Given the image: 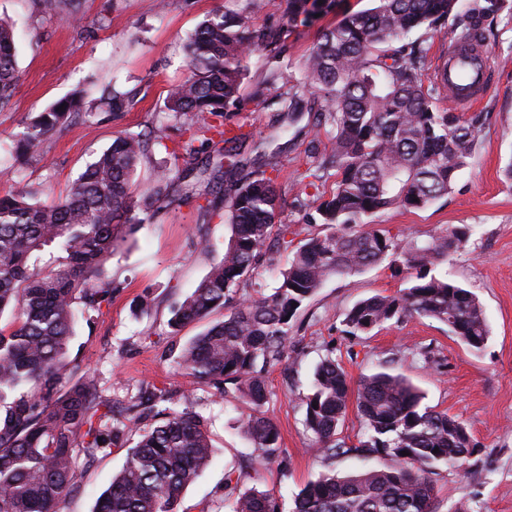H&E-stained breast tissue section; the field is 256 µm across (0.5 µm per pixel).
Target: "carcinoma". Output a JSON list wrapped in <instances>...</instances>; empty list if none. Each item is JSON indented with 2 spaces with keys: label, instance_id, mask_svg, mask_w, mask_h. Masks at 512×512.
I'll return each instance as SVG.
<instances>
[{
  "label": "carcinoma",
  "instance_id": "cac0c4a2",
  "mask_svg": "<svg viewBox=\"0 0 512 512\" xmlns=\"http://www.w3.org/2000/svg\"><path fill=\"white\" fill-rule=\"evenodd\" d=\"M326 29L312 47L299 79H288L279 111L296 122L313 113L312 129H330L333 147L318 166L299 174L305 186L329 172L335 187L320 197L315 212L325 232L298 243L286 240L288 225L277 223L281 197L274 178L256 170L232 185L225 204L230 236L223 259L195 290L171 310L181 326L224 309V319L192 338L179 366L208 384V400L231 395L252 413L243 423L254 460L279 459V432L264 407L266 373L287 364L293 352L294 319L332 277L386 266L414 271L410 286L396 296L374 295L355 303L344 320L347 336H366L390 321L422 316L438 320L475 351L489 340L481 302L446 276L437 262L464 248L466 225L424 242H402L375 230L365 218L392 207L424 208L448 195L469 164L482 116L460 120L438 101L444 94L426 74L430 39L452 23L455 52L486 41L485 24L512 15V0H374ZM335 0H287L288 20L334 9ZM80 0H43L46 14L77 17ZM263 0H246L240 11L207 16L188 44V76L169 93L173 128L192 131L182 145L184 167L159 169L138 204L136 173L153 148L170 151L169 127L125 131L104 149L49 205L26 187L0 195V315L17 311L0 327V512H59L77 486L78 457L89 462L138 439L122 469L98 498L94 512H179L183 491L208 466L213 447L206 418L192 404L176 402L165 386L145 384L138 405L153 419L141 428L140 413L117 411L99 381L68 356L78 309L96 311L112 302L115 286L106 261L137 224L154 217L152 207L171 199L174 182L184 196L200 148L228 156L237 149L239 125L226 123L224 108L240 97L255 50L266 52L269 79L285 75L280 33L252 24ZM18 70L13 29L0 21V106L9 103ZM102 102L119 116L129 92L116 82L102 88ZM75 98L56 103L19 134L17 158L60 134L76 120L92 121ZM60 253L54 266L40 267L46 248ZM289 251L288 267L270 293L252 295L257 268L272 249ZM351 384L333 357L314 368L306 396L305 426L312 451L325 458L349 453L375 455L379 462L358 472L320 474L294 499L293 512H436L435 476L461 467L476 453L467 428L446 412L423 404V393L399 374L378 372ZM317 406H312V402ZM361 431L357 444L341 437L349 408ZM407 455H402V452ZM221 502L231 512H281L270 490L243 491L239 478L224 477Z\"/></svg>",
  "mask_w": 512,
  "mask_h": 512
}]
</instances>
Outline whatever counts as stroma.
<instances>
[{
    "mask_svg": "<svg viewBox=\"0 0 512 512\" xmlns=\"http://www.w3.org/2000/svg\"><path fill=\"white\" fill-rule=\"evenodd\" d=\"M81 0L78 17L43 14L40 0H0V18L17 32L19 79L7 107L0 109V191L15 182L37 189L49 203L71 183L121 131H141L165 121V102L172 84L186 75V43L199 22L225 6L242 8L244 0ZM372 0H336L335 12L305 24H290L285 0H265L254 16L258 26L282 32L281 44L298 74L323 29L341 15L370 8ZM491 51V86L478 105L483 117L474 157L448 195L421 209L390 208L369 217L375 229L401 239L423 242L448 227L473 229L467 245L439 261L436 274L448 275L474 292L490 328L486 346L473 351L453 336L447 325L430 318L391 321L369 335L344 333V319L358 301L376 294L397 295L409 276L375 267L360 274L329 280L295 319L302 340L293 363L271 368L266 376L265 406L275 422L283 455L280 462L253 467L243 422L249 405L229 399L207 404L206 384L184 373L174 358L179 349L223 319H208L172 331V306L183 300L224 256L230 235L224 203L209 195L213 172L200 177L199 196L177 197L156 209L154 219L119 244L107 272L119 290L110 305L81 317L68 353L83 369L96 374L104 393L120 408L133 404L145 382L165 385L179 402H195L207 419L215 449L210 466L181 497L183 512H212L227 471L241 472L245 487L270 489L291 512L299 490L321 473L346 474L363 466L349 454L327 459L310 454L312 442L304 427L305 398L314 367L325 356L341 364L351 380L379 370L405 375L424 394L426 405L463 421L477 444L461 469L442 470L437 477V512H454L466 503L469 512H512V17L493 22L486 40ZM112 78L135 93L129 109L113 118L99 101V86ZM86 92L92 124L72 123L47 140L27 160H17L14 139L24 125L74 89ZM282 82L268 79L262 52L248 63L235 123L244 138L237 157L223 160V185L275 161L283 204L280 223L301 236L321 233L311 223L314 198L329 195L335 180L327 176L307 189L296 185L295 172L316 165L332 147L330 134H313L310 117L289 124L276 104ZM211 243L196 251V234ZM147 311L136 312L141 298ZM126 448L115 447L90 464H81L80 488L59 505L60 512H93L100 494L125 463Z\"/></svg>",
    "mask_w": 512,
    "mask_h": 512,
    "instance_id": "35a3bbf8",
    "label": "stroma"
}]
</instances>
